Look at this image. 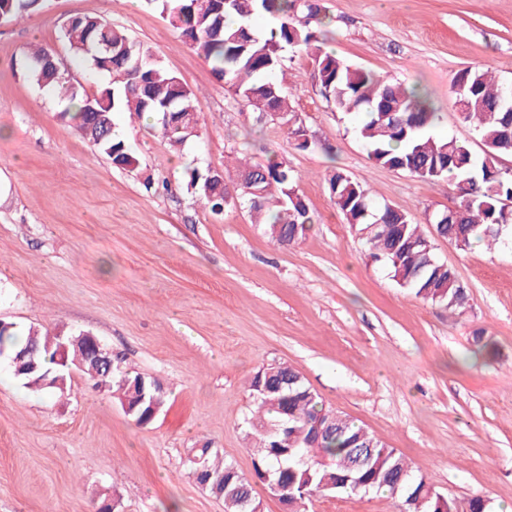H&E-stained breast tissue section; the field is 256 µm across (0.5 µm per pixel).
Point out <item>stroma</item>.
<instances>
[{
  "mask_svg": "<svg viewBox=\"0 0 512 512\" xmlns=\"http://www.w3.org/2000/svg\"><path fill=\"white\" fill-rule=\"evenodd\" d=\"M330 20L326 48L376 75L430 94L438 138L483 146L454 104L467 67L512 84V0H317ZM99 17L149 48L196 95L201 138L174 151L155 120L120 115L116 130L135 169L115 168L68 122L54 91L29 76L39 45L61 58L79 92L106 75L72 62L63 28ZM292 105L319 142L295 149L286 131L254 115L210 62L145 0H44L0 20V320L49 332H89L124 370L163 384L165 409L145 427L83 374L69 392H29L0 364V512H93L99 492L116 512H224L189 473L203 441L253 472L242 427L260 366L288 362L320 401L396 448L414 474L465 507L481 496L512 512V236L495 249L433 240L468 302L451 313L400 287L372 262L364 240L331 202L340 170L377 201L406 211L430 233L454 207L447 181L373 163L360 116L336 111L311 59L287 50ZM278 156L315 223L283 247L241 203L211 213L188 174L223 172ZM495 343L475 355L473 336ZM386 494L319 495L307 512H399Z\"/></svg>",
  "mask_w": 512,
  "mask_h": 512,
  "instance_id": "35a3bbf8",
  "label": "stroma"
}]
</instances>
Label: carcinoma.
<instances>
[{"label":"carcinoma","mask_w":512,"mask_h":512,"mask_svg":"<svg viewBox=\"0 0 512 512\" xmlns=\"http://www.w3.org/2000/svg\"><path fill=\"white\" fill-rule=\"evenodd\" d=\"M146 2L169 18L183 41L211 63L213 73L258 121L267 120L271 112L280 113L296 149L308 150L316 141L290 105V87L274 81L276 74L285 71L284 52L289 48L311 57L320 92L337 111L364 115L358 133L371 161L429 181L474 182L472 191L459 196L454 208L434 214L435 222L454 215L440 225L444 238L463 249L475 242L492 249L512 232V209H507L512 201V174L496 165L499 156L512 154V101L505 98L508 85L491 72L462 69L452 86L461 120L473 127L484 147L479 157L466 141L438 139L430 133L437 113L425 89L406 87L325 51L324 17L315 0ZM40 6L41 0H0V12L8 17H22ZM259 13L277 19L267 35L252 28L251 21ZM230 15L240 19L235 28L226 24ZM64 36L75 59L87 63L94 74L109 75L108 84L93 95L80 93L65 79V68L45 65L50 55L45 48L29 52V71L38 85L53 88L64 102L60 118L71 122L115 167L138 165L131 148L114 133L118 113L157 119L163 137L176 149L200 137L194 92L164 69L149 49L121 29L89 16L69 21ZM239 173L257 174L263 196L250 193L249 184L241 180L233 187L211 182L210 173L197 169L190 172L189 184L215 214L235 200L246 205L252 221L267 224L268 235L278 243L284 239L296 243L306 237L314 219L285 162L246 160L240 163ZM327 182L330 198L346 223L400 287L451 313L463 307L460 300L467 289L455 269L437 258L431 239L410 214L375 203L369 190L341 171L330 174ZM48 336L49 332L34 327L14 326L0 331V348L10 353L33 349L36 361L48 369L54 367L44 349ZM113 360L109 374L85 360L84 374L97 388H116L121 407L134 409L127 416L141 427L149 403H139V375L122 372L120 358ZM295 372L289 364L275 363L261 367L249 379L254 408L246 424L247 436L255 439V479L260 481L269 472L271 480L302 502L321 493L376 492L400 497L406 512H458L452 500L405 468L396 449L346 415L325 408L304 379L288 384ZM320 418L331 420V425L318 435L311 423ZM193 456L198 462L190 463L191 474L202 471L196 481H208L206 489L224 502V512L260 508L250 479L233 460L208 442L193 449Z\"/></svg>","instance_id":"carcinoma-1"}]
</instances>
